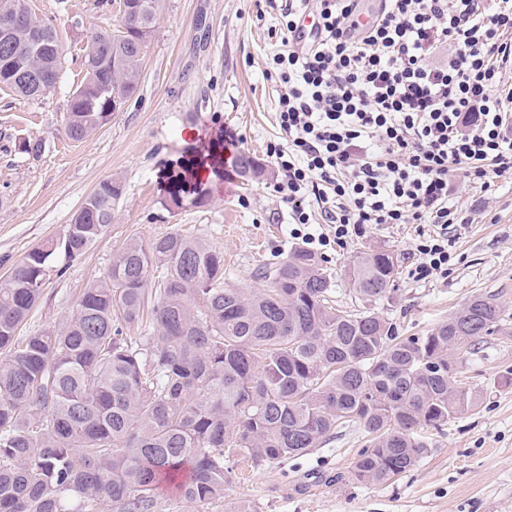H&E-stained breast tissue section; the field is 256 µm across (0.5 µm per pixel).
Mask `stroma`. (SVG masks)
Instances as JSON below:
<instances>
[{
	"label": "stroma",
	"mask_w": 512,
	"mask_h": 512,
	"mask_svg": "<svg viewBox=\"0 0 512 512\" xmlns=\"http://www.w3.org/2000/svg\"><path fill=\"white\" fill-rule=\"evenodd\" d=\"M28 4L54 25L62 67L55 86L35 100H18L0 87V279L32 248L62 233L102 180L120 177L124 195L105 235L46 283L20 335L70 315L83 289L106 276L113 253L129 239L147 241L175 228L223 251L224 271L239 287L263 288L257 268L298 245L277 191L281 173L267 152L281 137V88L266 69L281 49L274 31L285 0H166L136 93L81 141L65 134L67 101L84 79L88 39L119 27L118 8L101 0ZM24 140L41 141V154L22 153ZM241 153L265 165L268 177L243 183L232 163ZM216 159L223 176L207 181V202L169 211L176 175ZM451 187L472 222L453 232L455 259L447 277L413 278L414 225H373L325 252L340 303L350 301L347 270L358 248L379 245L399 258L394 298L384 309L399 335H425L477 296L512 311V175L494 179L485 192L457 177ZM511 374L512 314L457 375L461 385L480 392V405L425 430L426 451L397 481H351L367 441L353 424L284 464L240 463L225 496L249 503L253 512H512V386L502 384Z\"/></svg>",
	"instance_id": "1"
}]
</instances>
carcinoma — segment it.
<instances>
[{"mask_svg": "<svg viewBox=\"0 0 512 512\" xmlns=\"http://www.w3.org/2000/svg\"><path fill=\"white\" fill-rule=\"evenodd\" d=\"M165 0H119L121 30L97 32L85 47L86 77L67 104L66 133L82 140L136 92L142 61L134 42L151 37ZM26 26L0 34L14 69L0 84L22 99L40 96L62 61L35 50L58 44L27 0H0ZM239 177L265 168L243 154ZM124 194L117 177L90 193L63 233L31 250L0 281V512H165L163 502L213 504L238 460L255 465L299 456L337 428L372 436L351 477L385 484L411 470L437 429L480 405L457 384L461 359L503 321L504 305L475 297L425 336L398 335L390 301L398 260L366 247L349 267L345 309L333 299L323 259L295 248L264 263L258 291L224 276V253L174 229L128 240L107 275L84 288L62 322L17 332L47 281L62 276L107 231ZM206 202L180 185L166 207ZM132 328L140 335L129 336Z\"/></svg>", "mask_w": 512, "mask_h": 512, "instance_id": "cac0c4a2", "label": "carcinoma"}]
</instances>
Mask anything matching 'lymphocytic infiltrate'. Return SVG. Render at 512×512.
<instances>
[{"label":"lymphocytic infiltrate","mask_w":512,"mask_h":512,"mask_svg":"<svg viewBox=\"0 0 512 512\" xmlns=\"http://www.w3.org/2000/svg\"><path fill=\"white\" fill-rule=\"evenodd\" d=\"M305 0H288L273 74L284 143L271 145L279 191L302 238L343 245L367 224H411L415 279L447 276L449 227L467 224L450 177L488 190L512 174L502 92L512 62V5L385 0L353 35L356 0H317L320 40L293 50ZM333 235L310 227L314 214Z\"/></svg>","instance_id":"1"}]
</instances>
